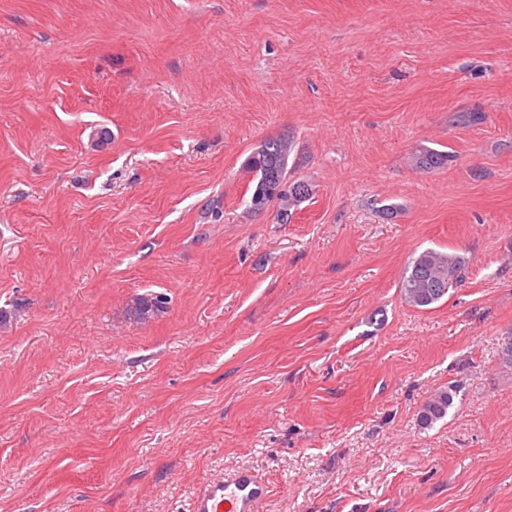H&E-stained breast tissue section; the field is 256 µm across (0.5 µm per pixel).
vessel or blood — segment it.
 <instances>
[{"label": "vessel or blood", "mask_w": 512, "mask_h": 512, "mask_svg": "<svg viewBox=\"0 0 512 512\" xmlns=\"http://www.w3.org/2000/svg\"><path fill=\"white\" fill-rule=\"evenodd\" d=\"M267 496L262 476L252 469L238 467L211 480L196 493L190 512H257Z\"/></svg>", "instance_id": "obj_1"}]
</instances>
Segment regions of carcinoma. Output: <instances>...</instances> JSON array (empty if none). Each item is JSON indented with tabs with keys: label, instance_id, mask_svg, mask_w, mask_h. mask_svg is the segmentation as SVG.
I'll return each instance as SVG.
<instances>
[{
	"label": "carcinoma",
	"instance_id": "carcinoma-1",
	"mask_svg": "<svg viewBox=\"0 0 512 512\" xmlns=\"http://www.w3.org/2000/svg\"><path fill=\"white\" fill-rule=\"evenodd\" d=\"M291 149L292 141L289 139L267 140L245 164L246 170L257 177L250 197L251 210L258 211L259 203L267 207L277 201L280 203L279 216L285 224L292 217L291 208L310 195L309 186L305 182L288 178L287 165ZM456 158L457 155L451 151L421 146L413 153L412 162L417 170L431 172L448 167ZM464 275L465 265L459 257L426 249L408 264L401 282V293L410 305L427 308L441 301L448 294L449 288ZM166 304V297L162 295L140 297L135 300V309L144 316L163 311ZM453 401L450 391H436L425 403L420 423L430 427L443 419Z\"/></svg>",
	"mask_w": 512,
	"mask_h": 512
}]
</instances>
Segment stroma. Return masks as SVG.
Wrapping results in <instances>:
<instances>
[{
    "mask_svg": "<svg viewBox=\"0 0 512 512\" xmlns=\"http://www.w3.org/2000/svg\"><path fill=\"white\" fill-rule=\"evenodd\" d=\"M511 349L512 0H0V512H512ZM292 141L284 138L265 141L246 161L245 168L257 177L250 197V208L257 213L258 203L266 208L279 201V216L284 224L292 217L291 208L298 206L309 197V186L303 181L288 178V157ZM456 158L454 152L421 146L413 153L412 162L417 170L431 172L448 167ZM465 275V265L453 254L435 249L420 252L408 264L402 282L404 300L418 308L441 301ZM454 401L453 394L448 390L436 391L425 403L420 423L425 427H431L435 422L443 419ZM268 488L258 472L234 468L211 480L191 501V512H257L267 499Z\"/></svg>",
    "mask_w": 512,
    "mask_h": 512,
    "instance_id": "stroma-1",
    "label": "stroma"
}]
</instances>
